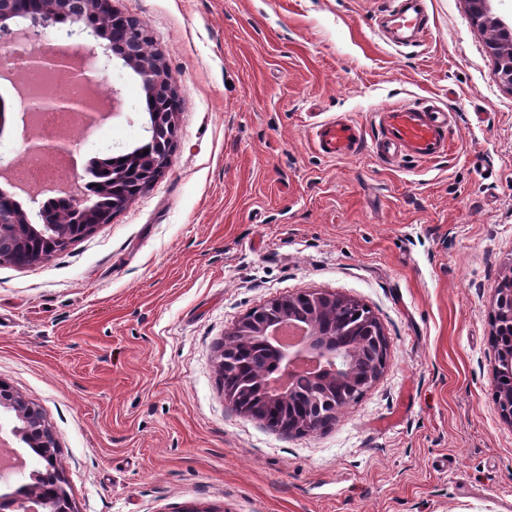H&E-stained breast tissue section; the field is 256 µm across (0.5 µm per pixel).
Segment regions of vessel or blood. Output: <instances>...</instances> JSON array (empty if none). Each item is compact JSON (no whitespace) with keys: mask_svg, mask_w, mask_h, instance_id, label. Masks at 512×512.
<instances>
[{"mask_svg":"<svg viewBox=\"0 0 512 512\" xmlns=\"http://www.w3.org/2000/svg\"><path fill=\"white\" fill-rule=\"evenodd\" d=\"M422 4L423 0H389L386 12L396 27L422 32L427 25ZM455 121L450 107L426 100L379 108L374 113L376 134L370 138L358 123L339 118L315 122L311 137L319 152L332 159L368 151L385 163L398 158L428 161L446 154Z\"/></svg>","mask_w":512,"mask_h":512,"instance_id":"b4317fda","label":"vessel or blood"}]
</instances>
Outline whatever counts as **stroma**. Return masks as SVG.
Listing matches in <instances>:
<instances>
[{"mask_svg":"<svg viewBox=\"0 0 512 512\" xmlns=\"http://www.w3.org/2000/svg\"><path fill=\"white\" fill-rule=\"evenodd\" d=\"M177 87L171 164L111 223L0 263V382L38 406L75 512H512V423L493 398L494 286L512 269V88L464 0H427L419 46L387 0H112ZM81 131L77 170L145 136ZM457 113L444 157L331 160L313 123L387 105ZM310 291L365 304L386 364L325 428L271 431L217 357L250 310Z\"/></svg>","mask_w":512,"mask_h":512,"instance_id":"35a3bbf8","label":"stroma"}]
</instances>
